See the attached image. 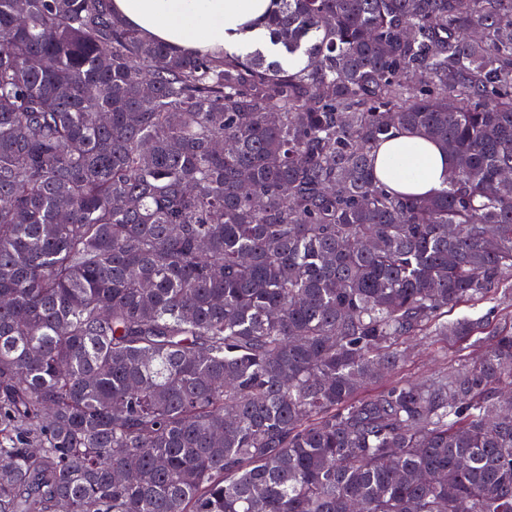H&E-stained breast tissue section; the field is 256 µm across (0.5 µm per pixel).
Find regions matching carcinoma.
I'll return each instance as SVG.
<instances>
[{
  "label": "carcinoma",
  "instance_id": "cac0c4a2",
  "mask_svg": "<svg viewBox=\"0 0 512 512\" xmlns=\"http://www.w3.org/2000/svg\"><path fill=\"white\" fill-rule=\"evenodd\" d=\"M110 3L0 0V512H512V0H279L295 71ZM390 136L377 150V172L383 183L395 192L416 195L432 194L445 186L449 160L440 148L408 129L394 130ZM386 157L401 167V179L381 175L380 161ZM492 308V313L489 316L490 327L500 326L504 321L508 322L510 315H512V299H500L492 303H482L476 308H471L467 304L460 305L448 313V319H455L462 316L477 317ZM457 345L419 343L411 357L390 379H423L440 367L449 366L457 356Z\"/></svg>",
  "mask_w": 512,
  "mask_h": 512
}]
</instances>
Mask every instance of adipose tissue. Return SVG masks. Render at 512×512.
Masks as SVG:
<instances>
[{
    "label": "adipose tissue",
    "mask_w": 512,
    "mask_h": 512,
    "mask_svg": "<svg viewBox=\"0 0 512 512\" xmlns=\"http://www.w3.org/2000/svg\"><path fill=\"white\" fill-rule=\"evenodd\" d=\"M112 10L146 38L176 49L206 54L223 51L241 57L255 51L281 58L288 69L300 59L282 56L258 21L275 10L276 0H111ZM393 158L401 178H386L399 193L428 195L445 186L449 160L433 143L408 129L394 130L377 151Z\"/></svg>",
    "instance_id": "obj_1"
}]
</instances>
